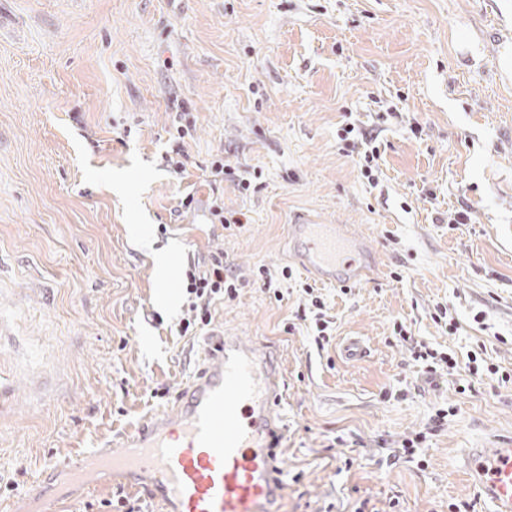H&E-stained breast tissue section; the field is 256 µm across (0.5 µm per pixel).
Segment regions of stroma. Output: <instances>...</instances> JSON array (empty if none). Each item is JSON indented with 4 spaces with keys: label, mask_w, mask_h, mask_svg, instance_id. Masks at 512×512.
<instances>
[{
    "label": "stroma",
    "mask_w": 512,
    "mask_h": 512,
    "mask_svg": "<svg viewBox=\"0 0 512 512\" xmlns=\"http://www.w3.org/2000/svg\"><path fill=\"white\" fill-rule=\"evenodd\" d=\"M176 99L195 121L182 179L163 161ZM345 127L376 134L374 181L361 140L342 151ZM216 154L261 174L247 195L220 184L243 216L228 229L206 222ZM302 214L348 225L379 266L319 286L323 350L296 322L313 281L290 256ZM216 249L245 286L213 304L209 331L181 335L183 271ZM439 304L455 335L432 320ZM397 322L512 373V0H0V512L171 408L213 331L260 342L280 369L283 512L363 497L489 512L463 451L512 446V388L425 378ZM350 337L365 357H344ZM446 404L428 466L382 463L381 441Z\"/></svg>",
    "instance_id": "35a3bbf8"
}]
</instances>
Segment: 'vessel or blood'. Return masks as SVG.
Here are the masks:
<instances>
[{
  "label": "vessel or blood",
  "mask_w": 512,
  "mask_h": 512,
  "mask_svg": "<svg viewBox=\"0 0 512 512\" xmlns=\"http://www.w3.org/2000/svg\"><path fill=\"white\" fill-rule=\"evenodd\" d=\"M290 236L298 265L326 284L354 283L375 268L371 247L336 225L302 221ZM204 358L175 408L127 434L119 449L66 460L48 479L88 487L108 473L145 489L163 512H274L284 495L273 416L280 373L268 354L237 336L212 340ZM466 473L492 512H512V447L473 449Z\"/></svg>",
  "instance_id": "vessel-or-blood-1"
}]
</instances>
